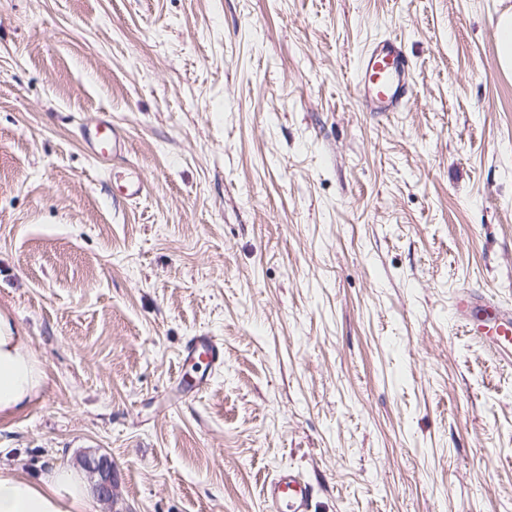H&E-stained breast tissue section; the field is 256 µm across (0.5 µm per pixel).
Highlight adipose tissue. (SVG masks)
<instances>
[{
	"mask_svg": "<svg viewBox=\"0 0 512 512\" xmlns=\"http://www.w3.org/2000/svg\"><path fill=\"white\" fill-rule=\"evenodd\" d=\"M29 338L0 313V419L22 413L39 395L45 374L28 350ZM80 471L59 464L32 480L0 468V512H84Z\"/></svg>",
	"mask_w": 512,
	"mask_h": 512,
	"instance_id": "1",
	"label": "adipose tissue"
}]
</instances>
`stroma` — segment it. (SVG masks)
I'll return each instance as SVG.
<instances>
[{"mask_svg":"<svg viewBox=\"0 0 512 512\" xmlns=\"http://www.w3.org/2000/svg\"><path fill=\"white\" fill-rule=\"evenodd\" d=\"M512 0H0V311L46 381L0 468L108 455L85 512H512V366L448 302L512 307ZM414 95L364 111L373 39ZM111 112L135 202L83 148ZM224 344L179 398L185 341ZM496 29L500 67L503 72L512 73V12L505 11L498 16ZM412 65L401 40L370 42L357 57L355 91L367 112H401L412 98ZM85 466L90 473L98 476L96 483L98 497L104 501H109L112 498L114 483L112 461L106 455H101L85 460ZM263 495L277 512H308L311 490L294 471L281 470L263 485Z\"/></svg>","mask_w":512,"mask_h":512,"instance_id":"obj_1","label":"stroma"}]
</instances>
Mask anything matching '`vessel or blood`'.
<instances>
[{"label":"vessel or blood","instance_id":"vessel-or-blood-1","mask_svg":"<svg viewBox=\"0 0 512 512\" xmlns=\"http://www.w3.org/2000/svg\"><path fill=\"white\" fill-rule=\"evenodd\" d=\"M412 65L401 40L384 36L374 39L360 53L355 64V91L366 111L400 112L412 98ZM80 137L85 148L102 163L123 156L126 140L110 113L100 112L83 126ZM451 309L458 326L480 342L496 361L512 364V307L472 289L457 291ZM206 366L218 370L224 365V346L215 337L199 334L186 342L180 368ZM263 495L276 512H308L311 491L291 470L277 472L263 486Z\"/></svg>","mask_w":512,"mask_h":512}]
</instances>
